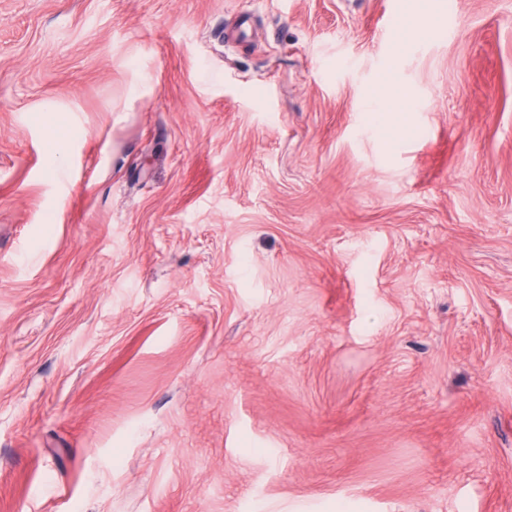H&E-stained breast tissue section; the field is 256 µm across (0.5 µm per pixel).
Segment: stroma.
I'll use <instances>...</instances> for the list:
<instances>
[{"mask_svg": "<svg viewBox=\"0 0 512 512\" xmlns=\"http://www.w3.org/2000/svg\"><path fill=\"white\" fill-rule=\"evenodd\" d=\"M0 512H512V0H0Z\"/></svg>", "mask_w": 512, "mask_h": 512, "instance_id": "1", "label": "stroma"}]
</instances>
